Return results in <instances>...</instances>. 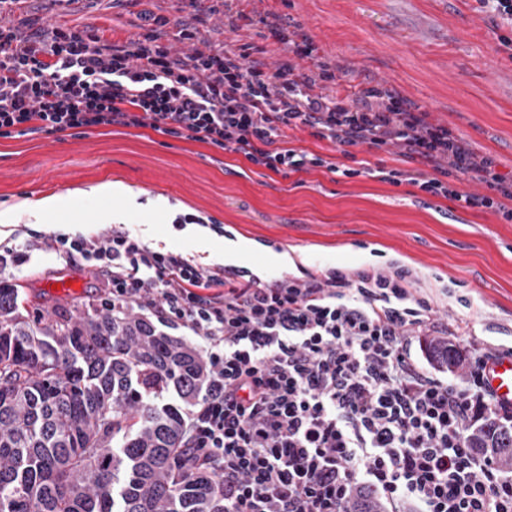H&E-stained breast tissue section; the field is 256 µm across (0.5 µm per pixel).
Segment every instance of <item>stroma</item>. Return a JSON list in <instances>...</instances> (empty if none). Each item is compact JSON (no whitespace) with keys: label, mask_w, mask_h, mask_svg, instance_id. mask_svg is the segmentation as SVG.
<instances>
[{"label":"stroma","mask_w":512,"mask_h":512,"mask_svg":"<svg viewBox=\"0 0 512 512\" xmlns=\"http://www.w3.org/2000/svg\"><path fill=\"white\" fill-rule=\"evenodd\" d=\"M179 0H128L45 8L42 0H5L0 14L38 17L40 24L94 26L103 40L125 42L140 33L138 15L149 10L169 18L174 50ZM235 11L275 15L297 25L315 47L298 58L267 39L262 26L223 36L227 48L250 47L270 68L288 62L307 72L335 65L345 78L317 86L319 94L353 97L361 89H395L448 126L500 173L512 175V24L482 9L478 0H233ZM112 179L129 186L130 200H86L60 215L19 214L18 223L52 231L58 222L109 227L122 222L151 243L224 262L227 236L259 245L280 244L284 261L270 278L333 267L381 265L398 260L426 277L456 280L448 299L451 318L469 321L475 342L512 346V224L496 215L463 210L409 185L368 176L346 178L324 170L281 175L242 156L175 139L151 129L104 126L76 135H27L0 139V210L26 198L65 196ZM162 197L172 209L199 213L224 226L223 234L196 224L177 229L164 212L151 210ZM0 278L40 295L44 309L63 298L56 283H75L68 302L101 293L104 276L33 253Z\"/></svg>","instance_id":"obj_1"}]
</instances>
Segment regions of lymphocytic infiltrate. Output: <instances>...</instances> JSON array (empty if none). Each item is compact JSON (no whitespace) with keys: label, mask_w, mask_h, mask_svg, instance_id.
<instances>
[{"label":"lymphocytic infiltrate","mask_w":512,"mask_h":512,"mask_svg":"<svg viewBox=\"0 0 512 512\" xmlns=\"http://www.w3.org/2000/svg\"><path fill=\"white\" fill-rule=\"evenodd\" d=\"M178 36L196 39L208 16L237 31L250 17L227 0H181ZM124 43L87 25L33 28L0 20V138L55 136L98 126L149 128L242 155L275 173L322 169L369 175L512 223V177L392 89L345 102L313 94L336 83L209 42L179 53L167 17ZM307 127L339 149L393 146L413 169L338 165L289 146ZM468 174L484 192L460 190ZM46 251L106 277L104 302L201 337L210 379L184 429L187 473L207 469L224 512H512V470L470 445L494 420L512 427V404L488 375L504 350L469 343L467 370L448 378L449 327L417 270L330 268L319 275L251 278L201 256L151 245L125 225L39 232L0 241V271Z\"/></svg>","instance_id":"obj_1"}]
</instances>
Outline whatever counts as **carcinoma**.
<instances>
[{
  "mask_svg": "<svg viewBox=\"0 0 512 512\" xmlns=\"http://www.w3.org/2000/svg\"><path fill=\"white\" fill-rule=\"evenodd\" d=\"M202 353L99 301L45 317L0 281V512H224L206 470L187 475L183 429ZM472 445L512 468V434Z\"/></svg>",
  "mask_w": 512,
  "mask_h": 512,
  "instance_id": "obj_1",
  "label": "carcinoma"
}]
</instances>
